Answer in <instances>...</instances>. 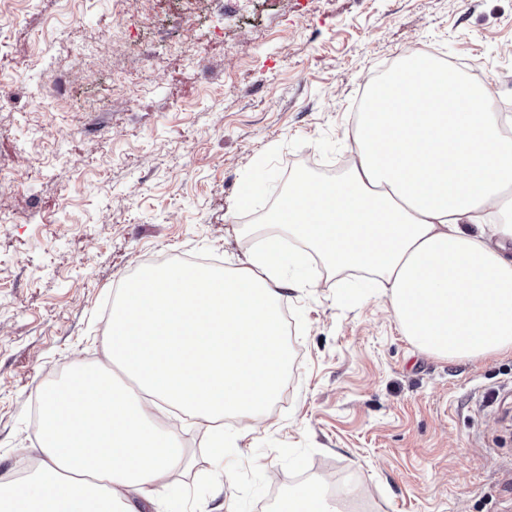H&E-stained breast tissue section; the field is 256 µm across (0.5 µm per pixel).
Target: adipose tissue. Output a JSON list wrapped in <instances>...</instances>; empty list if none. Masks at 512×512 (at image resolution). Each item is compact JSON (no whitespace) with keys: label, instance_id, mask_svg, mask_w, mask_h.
Listing matches in <instances>:
<instances>
[{"label":"adipose tissue","instance_id":"1","mask_svg":"<svg viewBox=\"0 0 512 512\" xmlns=\"http://www.w3.org/2000/svg\"><path fill=\"white\" fill-rule=\"evenodd\" d=\"M491 99L487 84L406 52L367 94L351 172L294 177L256 225L246 266L149 265L124 282L108 358L131 386L80 364L47 389L40 462L0 481V512H137L186 463L174 438L147 429L156 402L206 422L262 420L288 363L283 273L311 252L375 276L418 349L512 354V114L488 111Z\"/></svg>","mask_w":512,"mask_h":512}]
</instances>
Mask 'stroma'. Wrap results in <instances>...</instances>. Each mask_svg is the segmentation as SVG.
Segmentation results:
<instances>
[{
	"label": "stroma",
	"mask_w": 512,
	"mask_h": 512,
	"mask_svg": "<svg viewBox=\"0 0 512 512\" xmlns=\"http://www.w3.org/2000/svg\"><path fill=\"white\" fill-rule=\"evenodd\" d=\"M0 479L38 461L34 400L107 364L108 300L142 265H245L304 172L343 177L381 65L419 46L512 108V0H0ZM72 90L57 103L52 76ZM264 184L249 207L245 182ZM288 366L262 422L158 404L190 465L166 512H276L288 490L367 512H512V355L415 349L363 275L287 271Z\"/></svg>",
	"instance_id": "stroma-1"
}]
</instances>
